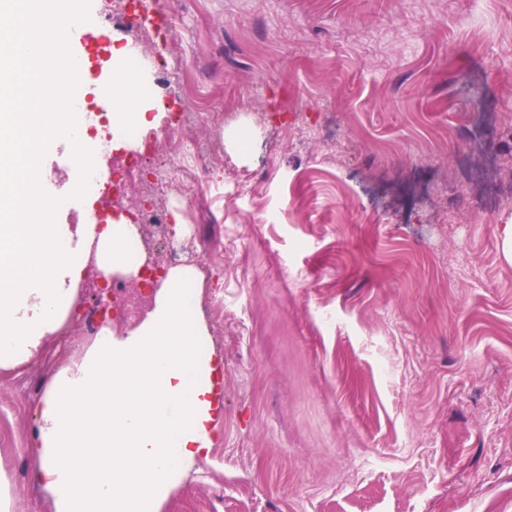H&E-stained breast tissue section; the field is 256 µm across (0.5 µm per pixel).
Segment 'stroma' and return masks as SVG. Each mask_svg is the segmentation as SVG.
Masks as SVG:
<instances>
[{"mask_svg":"<svg viewBox=\"0 0 512 512\" xmlns=\"http://www.w3.org/2000/svg\"><path fill=\"white\" fill-rule=\"evenodd\" d=\"M122 0L85 18L175 74L162 125L224 165L164 202L222 259L201 308L219 364L214 445L160 512H512V185L471 181L470 112L512 177V0ZM245 155L201 116L233 112ZM47 185L70 223L97 200ZM256 174L239 186L240 171ZM0 368L12 512H52L28 473L31 404L80 349Z\"/></svg>","mask_w":512,"mask_h":512,"instance_id":"1","label":"stroma"}]
</instances>
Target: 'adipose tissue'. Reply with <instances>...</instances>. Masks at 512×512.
<instances>
[{"label": "adipose tissue", "mask_w": 512, "mask_h": 512, "mask_svg": "<svg viewBox=\"0 0 512 512\" xmlns=\"http://www.w3.org/2000/svg\"><path fill=\"white\" fill-rule=\"evenodd\" d=\"M76 0H0V367L21 365L60 334L79 300L85 270L138 277L135 225L81 215L60 224L59 199L44 181L55 140L95 154L93 120L61 81L55 21ZM112 146L134 149L158 117L144 93L136 49L112 50ZM198 268H170L143 318L131 328L104 324L53 374L33 403L31 482L54 512H159L214 444L220 395L209 328L192 284Z\"/></svg>", "instance_id": "obj_1"}]
</instances>
